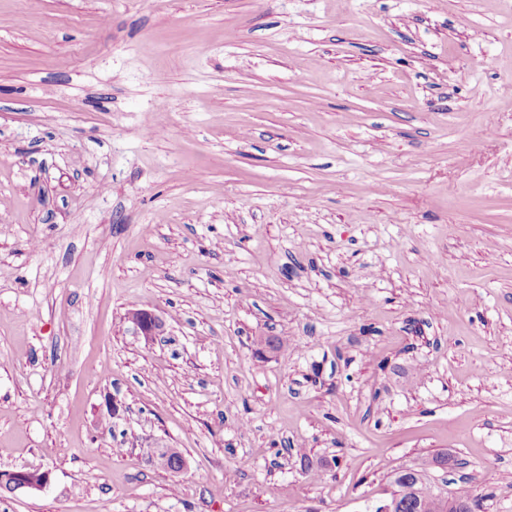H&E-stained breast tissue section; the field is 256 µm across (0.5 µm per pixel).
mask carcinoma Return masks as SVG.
Instances as JSON below:
<instances>
[{"label":"carcinoma","mask_w":512,"mask_h":512,"mask_svg":"<svg viewBox=\"0 0 512 512\" xmlns=\"http://www.w3.org/2000/svg\"><path fill=\"white\" fill-rule=\"evenodd\" d=\"M391 483L396 496L395 512H462L460 502L472 506L470 512H478V500L468 490H448L428 481L420 470L405 474H391Z\"/></svg>","instance_id":"carcinoma-1"}]
</instances>
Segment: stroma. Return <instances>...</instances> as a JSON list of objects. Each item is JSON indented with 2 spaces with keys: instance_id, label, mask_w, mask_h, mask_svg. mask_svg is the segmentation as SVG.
Returning a JSON list of instances; mask_svg holds the SVG:
<instances>
[{
  "instance_id": "35a3bbf8",
  "label": "stroma",
  "mask_w": 512,
  "mask_h": 512,
  "mask_svg": "<svg viewBox=\"0 0 512 512\" xmlns=\"http://www.w3.org/2000/svg\"><path fill=\"white\" fill-rule=\"evenodd\" d=\"M509 84L512 0H0V512H512ZM127 319L133 324L136 334L146 339L156 336L161 327L156 316L145 310H131L127 314ZM49 474L39 469L19 467L0 471V491H41L48 485ZM396 507L394 512H476L479 503L467 489H457L454 496L448 490L428 481L422 470L416 469L405 474L391 473ZM459 501L468 502L472 510H460Z\"/></svg>"
}]
</instances>
